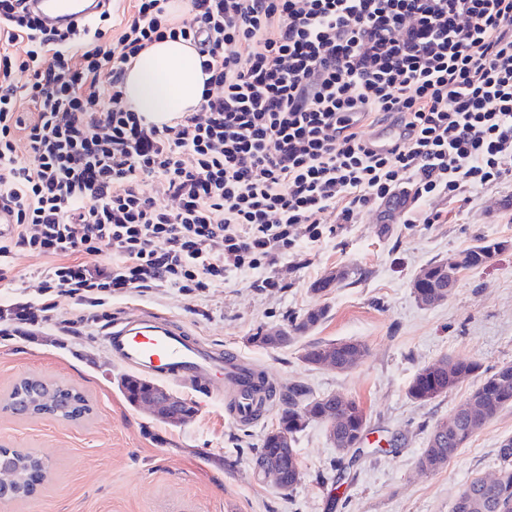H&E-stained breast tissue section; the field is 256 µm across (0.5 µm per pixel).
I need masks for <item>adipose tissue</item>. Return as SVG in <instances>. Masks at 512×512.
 I'll list each match as a JSON object with an SVG mask.
<instances>
[{
    "label": "adipose tissue",
    "instance_id": "1",
    "mask_svg": "<svg viewBox=\"0 0 512 512\" xmlns=\"http://www.w3.org/2000/svg\"><path fill=\"white\" fill-rule=\"evenodd\" d=\"M204 79L192 46L180 40L158 42L129 65L125 98L146 119L165 122L199 108Z\"/></svg>",
    "mask_w": 512,
    "mask_h": 512
}]
</instances>
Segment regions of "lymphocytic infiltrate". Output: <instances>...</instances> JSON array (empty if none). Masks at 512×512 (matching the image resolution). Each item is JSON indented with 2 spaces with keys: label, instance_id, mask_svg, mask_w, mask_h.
Segmentation results:
<instances>
[{
  "label": "lymphocytic infiltrate",
  "instance_id": "1",
  "mask_svg": "<svg viewBox=\"0 0 512 512\" xmlns=\"http://www.w3.org/2000/svg\"><path fill=\"white\" fill-rule=\"evenodd\" d=\"M25 2L0 0V281L24 251L47 294L196 296L320 241L326 212L453 198L512 159V0H191L187 18L132 0L120 24L108 5L60 29ZM167 38L205 81L159 128L123 85ZM382 125L400 135L377 152L362 129Z\"/></svg>",
  "mask_w": 512,
  "mask_h": 512
}]
</instances>
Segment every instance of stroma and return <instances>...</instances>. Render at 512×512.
<instances>
[{
	"label": "stroma",
	"instance_id": "35a3bbf8",
	"mask_svg": "<svg viewBox=\"0 0 512 512\" xmlns=\"http://www.w3.org/2000/svg\"><path fill=\"white\" fill-rule=\"evenodd\" d=\"M506 168L498 182L464 187L456 198L416 201V209L446 214L444 224H408L399 214L385 227L375 207L347 222L325 215L333 232L316 243L301 240L268 269L271 288L257 287L256 273H238L197 296L151 288L116 293L92 307L66 294L43 295L37 276L43 259L17 254L14 273L24 285L0 282V306L22 298L51 309L26 335H0V400L21 375L35 374L79 389L92 413L71 423L0 407V445L36 451L48 467L32 496L0 502V512H452L471 479L495 474L497 449L512 436V408L487 421L447 465L424 472L418 458L429 432L473 384L426 404L411 401L406 391L420 367L444 357L476 361L490 372L512 363V161ZM482 238L507 247L459 274L447 301L421 306L412 293L415 276ZM355 267L364 271L360 281L312 293V284L329 272ZM316 307L328 314L308 341H360L367 353L352 370L310 368L298 343L279 349L253 343L257 331ZM143 313L264 368L278 392L303 382L320 394L358 400L367 414L366 449L346 457L341 490L321 480L336 450L320 423L297 438L301 473L293 491L281 494L258 481L252 450L283 405L273 401L260 421L235 424L220 374H210L200 391L167 382L195 407L178 426L129 404L119 381L134 370L113 359L103 335L114 320ZM230 456L240 459L231 471L224 467Z\"/></svg>",
	"mask_w": 512,
	"mask_h": 512
}]
</instances>
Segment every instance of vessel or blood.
I'll list each match as a JSON object with an SVG mask.
<instances>
[{
  "label": "vessel or blood",
  "instance_id": "vessel-or-blood-1",
  "mask_svg": "<svg viewBox=\"0 0 512 512\" xmlns=\"http://www.w3.org/2000/svg\"><path fill=\"white\" fill-rule=\"evenodd\" d=\"M105 0H30V8L46 26L59 27L92 19ZM108 343L113 356L137 371L200 388L213 370H222L230 391L228 413L239 424L259 420L258 394L270 391L264 369L243 358L219 357L204 350L200 342L186 339L183 331L167 322L148 317L139 321L114 322Z\"/></svg>",
  "mask_w": 512,
  "mask_h": 512
}]
</instances>
